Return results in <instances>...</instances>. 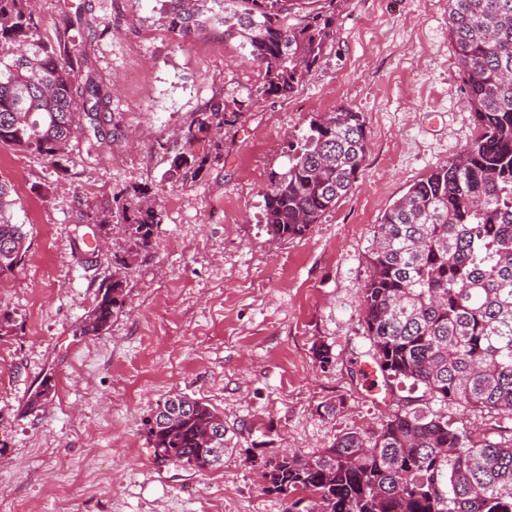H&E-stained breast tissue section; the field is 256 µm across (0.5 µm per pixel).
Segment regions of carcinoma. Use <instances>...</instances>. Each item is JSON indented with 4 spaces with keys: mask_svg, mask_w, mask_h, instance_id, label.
<instances>
[{
    "mask_svg": "<svg viewBox=\"0 0 512 512\" xmlns=\"http://www.w3.org/2000/svg\"><path fill=\"white\" fill-rule=\"evenodd\" d=\"M154 10L184 46L195 30L222 27L260 68L257 94L287 99L335 34L336 0H156ZM35 0H0V144L55 165L76 135L87 151L107 134L100 114L110 95L82 75V35L52 38ZM448 35L479 134L452 161L412 183L374 225L362 321L373 364L384 378L422 386L440 402L495 412L512 421V0H448ZM250 99H218L181 131L172 177L195 176L210 153L206 135L235 125ZM362 113L340 107L312 118L288 141L287 171L265 190L263 222L274 238H297L356 182L368 151ZM125 226L112 279L81 328L95 336L125 304L129 260L151 246L162 212L148 190L86 205L105 230L113 205ZM12 187L0 180V280L14 275L28 232L14 221ZM224 417L201 399L158 404L148 437L174 464L219 468ZM271 493L288 512H512V426L499 439L404 408L376 431L354 430L311 454L265 461Z\"/></svg>",
    "mask_w": 512,
    "mask_h": 512,
    "instance_id": "carcinoma-1",
    "label": "carcinoma"
}]
</instances>
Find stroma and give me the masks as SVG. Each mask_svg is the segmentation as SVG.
I'll return each instance as SVG.
<instances>
[{
    "instance_id": "stroma-1",
    "label": "stroma",
    "mask_w": 512,
    "mask_h": 512,
    "mask_svg": "<svg viewBox=\"0 0 512 512\" xmlns=\"http://www.w3.org/2000/svg\"><path fill=\"white\" fill-rule=\"evenodd\" d=\"M153 0H38L47 29L85 37V68L112 99L97 154L78 140L61 167L0 145L30 249L0 282L13 318L0 337V512H287L262 461L309 453L345 432L381 427L413 402L457 427L493 415L430 400L409 383L375 390L361 289L374 224L415 181L477 135L441 0H338L336 34L288 99L258 98L223 137L217 160L171 179L173 131L210 100L261 82L223 29L186 46L151 19ZM337 106L363 113L364 167L350 193L305 236L261 222L262 189L288 168L289 137ZM146 189L163 221L126 280L105 331L82 324L112 275L113 250L85 205ZM332 359L314 356L319 346ZM54 388L40 407L30 395ZM186 395L224 416L223 466L156 458L146 423ZM335 412H326V405Z\"/></svg>"
}]
</instances>
